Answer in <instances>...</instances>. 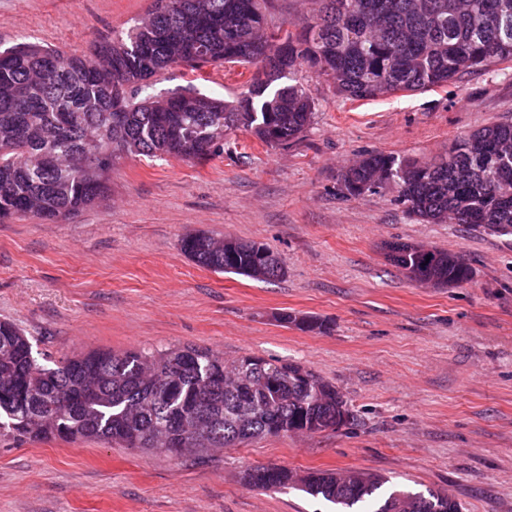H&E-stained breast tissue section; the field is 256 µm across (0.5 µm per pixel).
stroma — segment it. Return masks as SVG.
Instances as JSON below:
<instances>
[{
	"label": "stroma",
	"mask_w": 512,
	"mask_h": 512,
	"mask_svg": "<svg viewBox=\"0 0 512 512\" xmlns=\"http://www.w3.org/2000/svg\"><path fill=\"white\" fill-rule=\"evenodd\" d=\"M151 3L0 0V48L27 41L82 55ZM317 8L268 0V23L296 32ZM255 71L178 64L152 92L190 86L229 100ZM300 75L316 112L291 147L237 130L203 162L125 157L96 205L56 222H1L0 320L56 359L193 345L228 361L293 360L342 391L353 421L177 459L0 436V512H329L295 489L250 488L245 474L258 465L364 470L448 492L461 512H512V234L428 224L397 203L393 183L348 198L338 179L360 155L428 161L459 136L512 120V66L375 101ZM197 233L267 244L287 275L263 282L203 268L181 250ZM391 241L461 255L473 278L447 288L410 281L386 258ZM285 311L326 329L282 326Z\"/></svg>",
	"instance_id": "obj_1"
}]
</instances>
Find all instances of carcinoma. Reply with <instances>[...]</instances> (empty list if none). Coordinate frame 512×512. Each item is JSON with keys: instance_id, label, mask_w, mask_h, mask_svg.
Listing matches in <instances>:
<instances>
[{"instance_id": "carcinoma-1", "label": "carcinoma", "mask_w": 512, "mask_h": 512, "mask_svg": "<svg viewBox=\"0 0 512 512\" xmlns=\"http://www.w3.org/2000/svg\"><path fill=\"white\" fill-rule=\"evenodd\" d=\"M266 0H153L126 38L76 55L20 44L0 51V217L57 221L104 197L110 164H93L99 149L128 156L205 161L224 149V135L245 131L261 144L287 148L314 118L316 104L297 78L299 66L332 80L339 95L377 100L423 93L466 73L512 62V0H320L299 33L268 25ZM286 45L279 63L253 50ZM251 64L257 71L234 101L191 89L163 98L146 93L150 79L175 64ZM283 78L288 82L272 87ZM364 155L341 170L345 194L358 198L379 185H398L397 202L426 223L453 221L512 234V122H499L452 142L448 155L408 161ZM181 250L216 273L273 281L285 276L268 246L206 234L182 239ZM388 261L407 278L438 286L471 281L466 260L408 242L385 244ZM278 321L322 332L323 322L282 312ZM230 363L194 346L98 351L42 363L25 331L0 321V434L119 442L155 449L153 436L185 438L194 448L235 447L288 433L301 417L317 431L336 424V386L287 360L245 365L224 385ZM205 403L204 434L182 426ZM316 469L300 481L286 468L255 466L247 485L296 488L336 512H460L449 495L407 490L378 474Z\"/></svg>"}]
</instances>
